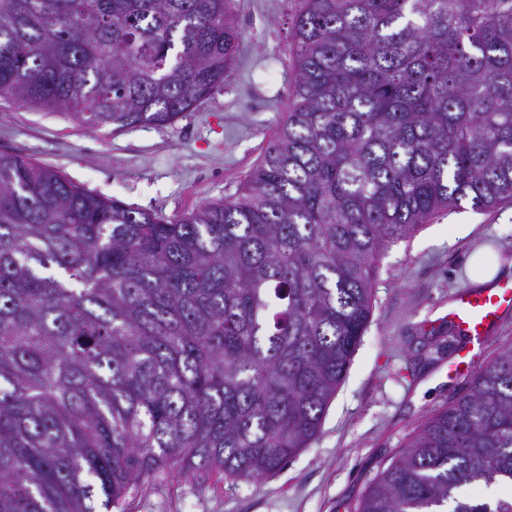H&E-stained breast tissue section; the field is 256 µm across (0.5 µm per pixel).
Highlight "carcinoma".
I'll return each instance as SVG.
<instances>
[{"label":"carcinoma","mask_w":512,"mask_h":512,"mask_svg":"<svg viewBox=\"0 0 512 512\" xmlns=\"http://www.w3.org/2000/svg\"><path fill=\"white\" fill-rule=\"evenodd\" d=\"M231 0H0V98L113 133L224 86ZM286 115L238 194L166 219L0 154V512L257 481L317 437L380 262L512 202V0H293ZM512 345L355 512H512Z\"/></svg>","instance_id":"obj_1"}]
</instances>
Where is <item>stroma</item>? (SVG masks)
Returning a JSON list of instances; mask_svg holds the SVG:
<instances>
[{
    "label": "stroma",
    "mask_w": 512,
    "mask_h": 512,
    "mask_svg": "<svg viewBox=\"0 0 512 512\" xmlns=\"http://www.w3.org/2000/svg\"><path fill=\"white\" fill-rule=\"evenodd\" d=\"M239 54L223 88L172 124L87 130L70 115L0 100V153L21 154L74 184L173 218L234 195L261 161L288 105L291 0H232ZM512 279V204L437 215L383 257L367 331L318 437L280 471L253 481L162 473L124 512H354L409 435L463 391L448 378L465 340L448 335L449 303L472 288L474 253Z\"/></svg>",
    "instance_id": "obj_1"
}]
</instances>
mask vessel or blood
Segmentation results:
<instances>
[{"mask_svg":"<svg viewBox=\"0 0 512 512\" xmlns=\"http://www.w3.org/2000/svg\"><path fill=\"white\" fill-rule=\"evenodd\" d=\"M512 311V281H502L487 288L471 289L455 297L448 309V319L457 332L465 336L470 353L460 357L455 372L466 375L475 372L481 359L490 329L506 313Z\"/></svg>","mask_w":512,"mask_h":512,"instance_id":"vessel-or-blood-1","label":"vessel or blood"}]
</instances>
